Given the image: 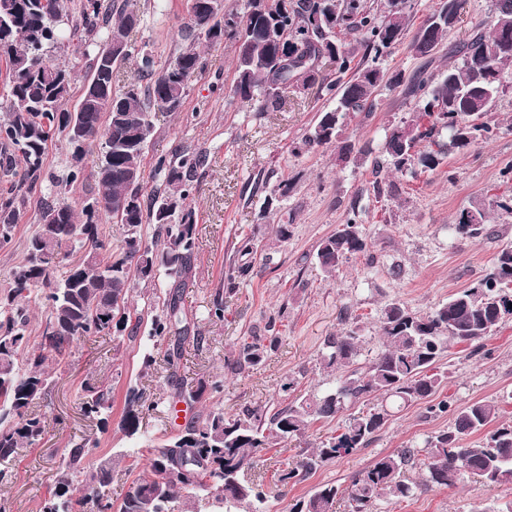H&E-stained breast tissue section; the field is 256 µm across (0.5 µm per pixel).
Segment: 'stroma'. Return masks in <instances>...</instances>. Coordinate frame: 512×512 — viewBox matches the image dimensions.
Returning <instances> with one entry per match:
<instances>
[{"instance_id": "1", "label": "stroma", "mask_w": 512, "mask_h": 512, "mask_svg": "<svg viewBox=\"0 0 512 512\" xmlns=\"http://www.w3.org/2000/svg\"><path fill=\"white\" fill-rule=\"evenodd\" d=\"M189 6V0H134L142 21L130 34L132 43L150 52L157 65H165L185 45L181 30ZM491 6V0H464L462 23L431 57L415 56L401 44L379 59L384 79L372 113H352L344 122L343 141L365 156L359 166L339 163L332 145L301 147L319 113L335 106L318 87L285 90L278 108L267 112L234 97V45L229 41L205 51L204 67L181 111L154 109L145 169H152L157 156L185 148L203 156L193 179L197 240L192 280L183 291L182 305L193 320L192 333L203 336L204 343L185 347L179 371L184 387L202 379L223 381V391L211 394L208 402L222 406L228 416L260 406L284 408L295 394L334 385L336 376L323 369L320 357L327 338L345 328L344 313L359 319L364 338L361 359L372 358L383 346L379 316L386 304L398 301L412 312H428L485 274L498 251L512 246V215L502 212L493 215L501 230L495 240L465 239L450 229L462 212L512 195V68L502 78L503 91L495 107L499 129L493 140L466 152H451L432 170L415 165L401 173L382 172L377 177L382 191L372 187L377 179L371 173L372 162L382 155L387 131L417 104L403 87L393 84V76L408 79L424 69H446L449 45L466 39L473 23L490 21ZM55 57L73 72L64 104L70 111L81 95L89 58L76 36L58 45ZM73 166L64 136L55 135L48 144L47 177L27 190L13 245L0 250V293L24 259L25 242L42 207L57 197L51 176L67 175ZM284 180L291 188L283 196L278 185ZM354 212L376 263L366 267L363 256L355 254L335 278H328L315 263L317 247ZM278 224L287 225L286 240L276 239ZM244 237L260 244L246 258L237 251ZM245 259L252 265L249 277L229 281L232 268ZM218 302L224 306L220 320L211 315ZM269 332L278 336L277 347L258 366L233 371L229 362L242 341ZM145 339L141 332L134 338L91 336L78 342L71 365L57 372L51 392L33 404L46 420V432L19 456L11 483L0 487L10 512H39L60 460L84 437L98 442L90 454L92 461L115 462L113 496L127 491L136 475L146 470L145 459L131 460L133 443L118 427L129 390L158 401L157 410L143 420L154 439L176 435L198 412V404L171 398L166 374L158 365L166 341L155 347V365L145 366ZM438 367L446 380L437 396L450 401L453 410L492 400L501 406L503 420H512V322L480 343L451 346ZM90 378L112 386L110 425L103 432L81 410L80 386ZM288 382L293 390H285ZM427 406L421 400L402 409L366 448L327 463L295 484H281V471L334 435L341 418L314 422L304 438L281 449L263 450L250 471L264 494L263 512H288L297 499L325 483L348 487L377 456L422 446L428 436L452 425L453 410L433 416ZM407 475L421 483L417 495L392 504L379 502L375 512H500L512 501V481L496 486L469 481L457 488H439L423 486V469H408Z\"/></svg>"}]
</instances>
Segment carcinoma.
I'll list each match as a JSON object with an SVG mask.
<instances>
[{
	"label": "carcinoma",
	"instance_id": "1",
	"mask_svg": "<svg viewBox=\"0 0 512 512\" xmlns=\"http://www.w3.org/2000/svg\"><path fill=\"white\" fill-rule=\"evenodd\" d=\"M396 0H246L240 21L224 19V0H198L207 24L186 25L191 43L167 65L158 68L154 57L129 40L140 23L129 0L109 6L102 0H81V23L73 33L87 37L106 29L104 44L90 59L83 93L74 111H62L72 81L71 70L56 63L50 51L59 44L66 17L64 0H0V62L6 66L7 107L0 121V175L11 187L0 194V249L10 247L24 199L18 190L44 176L48 142L56 133L72 144L74 122L101 140L95 162L96 189L80 209L59 200L47 203L27 241L24 263L12 274L10 288L0 294V485L12 479V465L20 450L35 444L46 429L44 417L29 412L33 400L48 392L55 371L67 363L83 337L137 333L143 312L129 305L135 285H156L165 278L168 291L161 311L151 317L147 340H167V378L178 379L190 325L181 309L196 248L195 212L188 203L190 185L202 156L184 150L160 156L154 164L159 187L144 194L143 160L153 132L151 107L178 112L191 83L204 67L197 44L217 47L228 37L235 45L233 93L261 110L277 108L281 93L309 84L336 99V107L322 113L301 140L302 146L336 144L338 158L361 165L363 153L340 143L344 119L350 113L370 112L383 75L376 60L404 42L409 9ZM490 23L472 25L469 37L451 48L458 62L435 74L425 70L405 85L420 105L386 134L384 159L374 161L372 174L383 169L401 173L419 164L432 169L437 156L429 150L437 136L448 132V148L465 149L490 141L496 130L494 107L502 73L512 65V0H493ZM461 0H440L436 12L448 14L439 24L427 18L409 43L417 56L432 55L460 17ZM298 52L301 67L283 63L280 47ZM336 63V79L326 80L318 61ZM135 60L149 85L117 94L112 71ZM459 218L455 232L463 238L498 237L483 208ZM109 217L122 226L118 252L101 238L99 222ZM358 213H352L336 232L323 239L316 262L325 276L354 254L367 260L368 246ZM154 225L147 237L144 225ZM62 278L55 276L61 259L73 253ZM38 299L47 313L39 336L27 331V305ZM512 322V247L495 256L489 272L448 297L433 310L411 313L398 302L381 314L383 348L360 364L362 336L358 324L328 338L323 367L338 372L336 385L297 398L268 413L254 409L243 418L224 417L212 405L192 418L181 433L149 449L150 468L132 481L122 498L112 499V461L86 464L96 443L83 438L63 456L54 489L40 505L41 512H184L181 492H201L218 512H262L263 497L245 477L259 452L305 436L311 424L330 419L362 399L379 400L366 411L351 413L336 435L321 441L279 481L288 484L327 463L367 447L385 428L393 410L435 394L443 376L435 364L452 344L473 343ZM266 349L255 338L243 342L233 369L243 372L259 364ZM221 380L200 381L175 397L202 401L223 391ZM82 411L101 429L109 425L112 387L99 382L81 385ZM153 405L132 389L119 423L135 444L145 443L143 419ZM479 435L473 440L471 436ZM425 468L424 485L455 487L469 479L486 485L512 480V423L501 420L497 403L477 400L455 410L454 426L427 437L421 448H402L375 459L352 481L346 494L353 512H374L380 501L392 503L421 489L405 472ZM326 483L296 501L290 512H336L345 494Z\"/></svg>",
	"mask_w": 512,
	"mask_h": 512
}]
</instances>
